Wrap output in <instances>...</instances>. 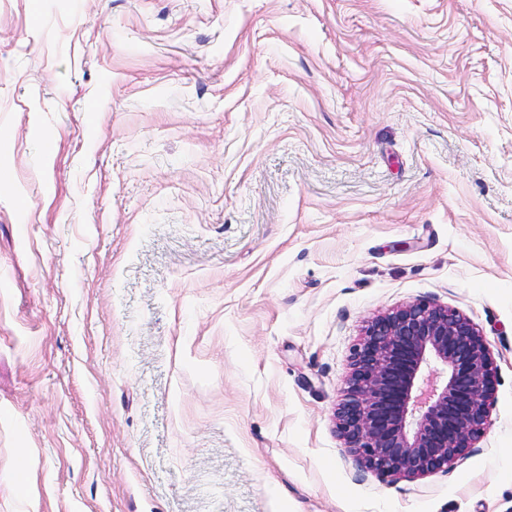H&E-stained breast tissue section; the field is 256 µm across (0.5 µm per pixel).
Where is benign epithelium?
I'll return each instance as SVG.
<instances>
[{
    "label": "benign epithelium",
    "mask_w": 512,
    "mask_h": 512,
    "mask_svg": "<svg viewBox=\"0 0 512 512\" xmlns=\"http://www.w3.org/2000/svg\"><path fill=\"white\" fill-rule=\"evenodd\" d=\"M494 375L469 318L430 300L403 304L364 329L334 414L338 435L383 479L446 470L483 437Z\"/></svg>",
    "instance_id": "1"
}]
</instances>
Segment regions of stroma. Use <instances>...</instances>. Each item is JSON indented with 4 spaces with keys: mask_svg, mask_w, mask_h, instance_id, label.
I'll return each instance as SVG.
<instances>
[{
    "mask_svg": "<svg viewBox=\"0 0 512 512\" xmlns=\"http://www.w3.org/2000/svg\"><path fill=\"white\" fill-rule=\"evenodd\" d=\"M418 299L494 402L390 482L333 412ZM0 512H512V0H0Z\"/></svg>",
    "mask_w": 512,
    "mask_h": 512,
    "instance_id": "stroma-1",
    "label": "stroma"
}]
</instances>
